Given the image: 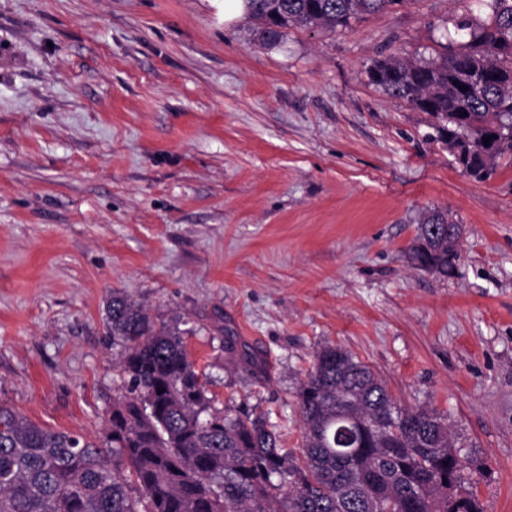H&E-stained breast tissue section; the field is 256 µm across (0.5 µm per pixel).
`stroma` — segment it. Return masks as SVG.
<instances>
[{
	"instance_id": "35a3bbf8",
	"label": "stroma",
	"mask_w": 512,
	"mask_h": 512,
	"mask_svg": "<svg viewBox=\"0 0 512 512\" xmlns=\"http://www.w3.org/2000/svg\"><path fill=\"white\" fill-rule=\"evenodd\" d=\"M489 13L402 0L270 46L224 0H0V404L102 440L123 294L289 450L315 351H350L447 415L466 486L512 512V158L475 180L366 74ZM435 208L465 228L448 277L406 252Z\"/></svg>"
}]
</instances>
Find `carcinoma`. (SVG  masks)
<instances>
[{
  "label": "carcinoma",
  "mask_w": 512,
  "mask_h": 512,
  "mask_svg": "<svg viewBox=\"0 0 512 512\" xmlns=\"http://www.w3.org/2000/svg\"><path fill=\"white\" fill-rule=\"evenodd\" d=\"M400 2L245 0L270 44L292 27H346ZM488 2L486 21L448 19L453 30L437 59L394 56L367 71L390 97L432 115L477 180L512 155V0ZM454 32L468 36L465 46H453ZM421 237L408 247L415 267L450 275L459 244L446 237L421 250ZM106 325L121 348V397L104 442L0 405V512H450V485L464 512H484L462 482L470 460L448 417L400 407L384 380L341 347L317 351L298 389L305 436L296 454L265 419L212 405L179 328L121 294L107 305Z\"/></svg>",
  "instance_id": "obj_1"
}]
</instances>
